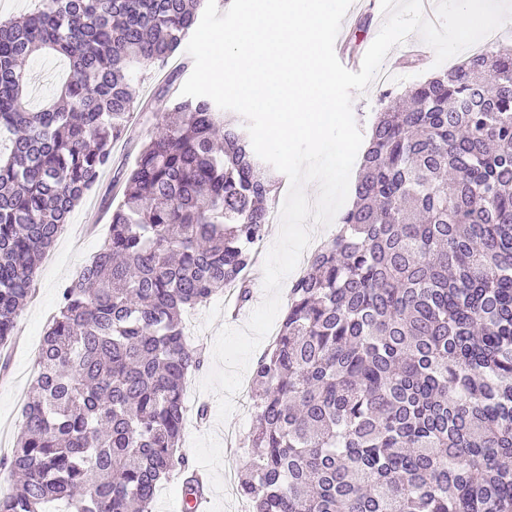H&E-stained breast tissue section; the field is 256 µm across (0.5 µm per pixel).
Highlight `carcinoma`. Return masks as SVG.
I'll list each match as a JSON object with an SVG mask.
<instances>
[{"instance_id": "obj_1", "label": "carcinoma", "mask_w": 512, "mask_h": 512, "mask_svg": "<svg viewBox=\"0 0 512 512\" xmlns=\"http://www.w3.org/2000/svg\"><path fill=\"white\" fill-rule=\"evenodd\" d=\"M0 23V347L40 260L112 164L135 85L167 65L199 0H36ZM69 62L26 108L27 60ZM380 97L336 235L291 286L253 372L238 491L252 512H512V51ZM238 120L169 97L120 183L110 232L61 289L0 512H152L183 476L185 315L247 271L279 189Z\"/></svg>"}]
</instances>
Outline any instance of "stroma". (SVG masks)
Returning <instances> with one entry per match:
<instances>
[{
    "label": "stroma",
    "mask_w": 512,
    "mask_h": 512,
    "mask_svg": "<svg viewBox=\"0 0 512 512\" xmlns=\"http://www.w3.org/2000/svg\"><path fill=\"white\" fill-rule=\"evenodd\" d=\"M391 60L399 64L400 74L386 89L395 94L436 72L435 54L431 51L415 61L402 59L397 53L392 54ZM191 61L186 51H179L169 60L166 68L150 70L147 79L139 82L138 99L141 106L131 115L126 136L112 145L111 167L100 175L95 190L72 212L54 245L53 259L44 261L37 272L34 294L19 317L7 348L8 365L5 370H0V457L9 456L16 445L24 403L36 377L35 360L44 331L59 308L60 290L79 273L108 235L109 215L102 206V200L114 188L116 180L124 177L139 146L156 131L155 99L165 89L170 70ZM26 70L31 77L28 104L33 109L40 108L55 97L58 88L69 77L67 60L58 55L34 56ZM386 89L373 84L366 91L354 93L352 112L362 134H369L380 108L379 98ZM249 278L252 299L237 320L227 321L224 298L220 295L214 296L206 307L187 318L190 340L203 346L206 358L203 367L188 382L183 446L194 466L207 467L211 473L214 493L209 512H247L248 509L247 503L237 493V485L238 472L246 460L240 443L255 425L253 414L238 405L226 421H219L216 394L200 391L199 384L214 366L212 350L218 331L228 325L237 329L245 327L254 308L264 299L262 266L251 268ZM203 403L209 407L207 424L198 427L192 419L197 407Z\"/></svg>",
    "instance_id": "1"
}]
</instances>
